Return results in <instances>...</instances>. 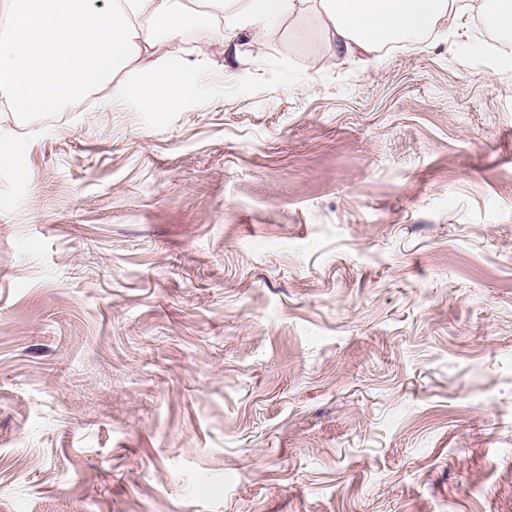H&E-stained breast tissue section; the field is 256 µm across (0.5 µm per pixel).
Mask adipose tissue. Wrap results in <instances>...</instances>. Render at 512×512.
<instances>
[{
    "label": "adipose tissue",
    "mask_w": 512,
    "mask_h": 512,
    "mask_svg": "<svg viewBox=\"0 0 512 512\" xmlns=\"http://www.w3.org/2000/svg\"><path fill=\"white\" fill-rule=\"evenodd\" d=\"M486 0H208L224 24V69L233 71L244 46H260L277 32L282 15L316 6L339 56L372 61L385 46L425 47L430 32L454 27L485 8ZM192 20L180 0H15L0 40V90L16 111L50 112L91 87L127 99L129 82L116 79L163 36H175ZM198 72L192 63L164 64L154 94L163 100L193 95Z\"/></svg>",
    "instance_id": "ef3b65f1"
}]
</instances>
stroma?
<instances>
[{
    "label": "stroma",
    "instance_id": "obj_1",
    "mask_svg": "<svg viewBox=\"0 0 512 512\" xmlns=\"http://www.w3.org/2000/svg\"><path fill=\"white\" fill-rule=\"evenodd\" d=\"M182 2L191 97L0 115V512H512V42Z\"/></svg>",
    "mask_w": 512,
    "mask_h": 512
}]
</instances>
